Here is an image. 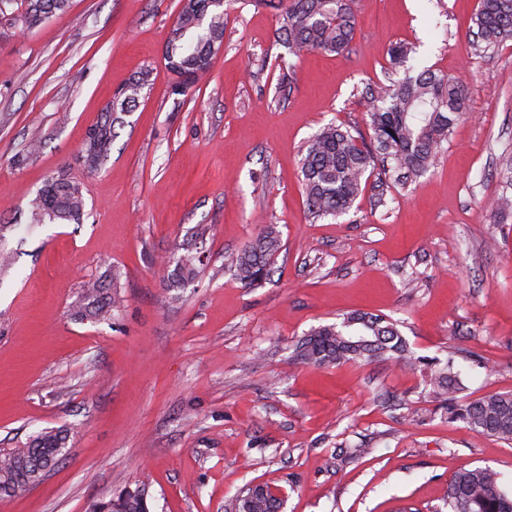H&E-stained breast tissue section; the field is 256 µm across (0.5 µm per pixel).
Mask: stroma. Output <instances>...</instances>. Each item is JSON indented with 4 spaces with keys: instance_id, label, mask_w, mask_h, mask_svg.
Returning a JSON list of instances; mask_svg holds the SVG:
<instances>
[{
    "instance_id": "stroma-1",
    "label": "stroma",
    "mask_w": 512,
    "mask_h": 512,
    "mask_svg": "<svg viewBox=\"0 0 512 512\" xmlns=\"http://www.w3.org/2000/svg\"><path fill=\"white\" fill-rule=\"evenodd\" d=\"M478 6L360 0L336 55L293 53L267 0H224L223 48L181 94L165 60L180 0H71L30 31L0 22V241L14 252L0 272V448L71 431L69 453L0 512H85L141 480L151 512H226L257 484L281 492L282 512H439L461 468L512 483V443L449 421L423 370L291 358L312 328L364 311L397 322L416 355H454L461 401L512 393V220L480 207L512 154V40L476 53ZM400 42L417 67L462 80L470 116L417 181L313 220L300 149L331 122L364 129L365 91ZM145 68L150 87L88 170L89 130ZM57 175L82 185V223H29ZM266 224L281 251L243 286L224 255ZM194 244L197 277L166 287L159 261ZM112 271V320L75 319L82 283ZM352 446L367 455L338 464Z\"/></svg>"
}]
</instances>
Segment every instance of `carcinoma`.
<instances>
[{
    "label": "carcinoma",
    "mask_w": 512,
    "mask_h": 512,
    "mask_svg": "<svg viewBox=\"0 0 512 512\" xmlns=\"http://www.w3.org/2000/svg\"><path fill=\"white\" fill-rule=\"evenodd\" d=\"M70 0H0V19L20 30L33 29L52 16L66 14ZM280 32L296 52L317 50L340 54L347 50L357 25V0H286ZM474 50L486 52L512 39V0H479L475 17ZM224 44V9L216 0H181L178 15L167 32L170 69L184 78V86L197 84L210 69ZM416 47L398 43L390 49L394 71L400 80L368 88L366 125L372 142L365 143L347 129L329 123L302 147L300 169L306 207L316 220L349 213L364 193L372 175L379 187L386 180L418 179L432 167L454 125L468 117L465 87L454 77L432 69H416L411 60ZM152 72L144 69L127 84L102 114L81 148L80 158L94 171L111 153L115 123L136 107ZM502 188L483 209L494 222L512 217V160L501 170ZM32 224H80L85 198L80 184L66 177L47 180L28 203ZM281 249L280 232L266 224L255 240L240 252L224 256V268L243 285L266 279ZM196 257L186 255L172 265L162 264V279L180 284L197 274ZM119 274L84 283L74 306L80 320L107 322L121 304ZM295 358L314 366L344 362L387 361L419 368L430 367L429 393L444 404L448 418L467 429L512 442V394L492 393L462 403L461 372L453 359L444 364L417 357L409 349L397 325L368 312L353 311L332 324L309 332L295 346ZM70 432L65 427L42 431L17 448L0 449V497H12L37 486L68 451ZM278 512V496L258 493L256 487L239 492L230 512ZM448 512H512V489L501 475L488 468H464L444 494ZM89 512H151L141 486H125L117 497L94 501Z\"/></svg>",
    "instance_id": "obj_1"
}]
</instances>
